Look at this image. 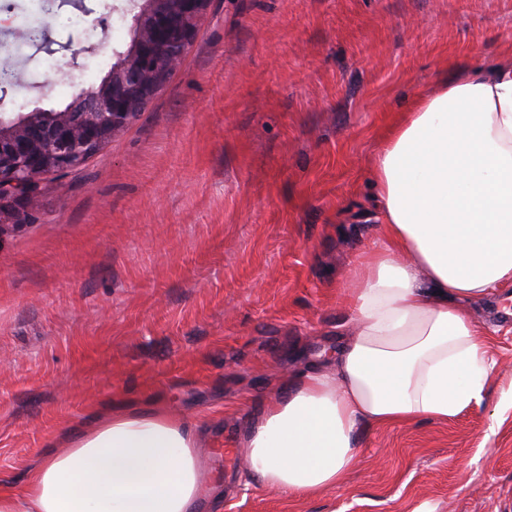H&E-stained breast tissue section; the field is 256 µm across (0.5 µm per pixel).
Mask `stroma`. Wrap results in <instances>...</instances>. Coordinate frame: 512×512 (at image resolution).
Masks as SVG:
<instances>
[{"instance_id": "35a3bbf8", "label": "stroma", "mask_w": 512, "mask_h": 512, "mask_svg": "<svg viewBox=\"0 0 512 512\" xmlns=\"http://www.w3.org/2000/svg\"><path fill=\"white\" fill-rule=\"evenodd\" d=\"M113 18L138 0H85ZM72 6L48 35L65 64L91 39ZM512 53V0H210L180 67L36 221L0 237V483L46 439L117 400L201 422L200 512H512V315L474 305L494 384L445 421L361 426L339 487L295 498L249 482L239 448L288 378L324 365L380 236L372 164L417 93ZM14 96L62 108L78 86L19 60Z\"/></svg>"}]
</instances>
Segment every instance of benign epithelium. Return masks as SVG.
<instances>
[{
	"mask_svg": "<svg viewBox=\"0 0 512 512\" xmlns=\"http://www.w3.org/2000/svg\"><path fill=\"white\" fill-rule=\"evenodd\" d=\"M209 0H180V17L138 27L134 51L119 76L99 91H79L77 112L49 127L31 130L23 120L0 118V235L29 222L42 195L35 183L80 168L111 136L153 100L158 84L183 61Z\"/></svg>",
	"mask_w": 512,
	"mask_h": 512,
	"instance_id": "1",
	"label": "benign epithelium"
}]
</instances>
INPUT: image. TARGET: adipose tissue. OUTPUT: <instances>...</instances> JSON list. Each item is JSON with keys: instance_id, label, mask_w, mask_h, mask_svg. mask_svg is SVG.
Here are the masks:
<instances>
[{"instance_id": "adipose-tissue-1", "label": "adipose tissue", "mask_w": 512, "mask_h": 512, "mask_svg": "<svg viewBox=\"0 0 512 512\" xmlns=\"http://www.w3.org/2000/svg\"><path fill=\"white\" fill-rule=\"evenodd\" d=\"M379 240L349 291L331 367L289 380L242 441L249 479L298 498L341 485L360 425L445 420L481 403L494 371L470 306L512 288V56L419 94L372 169ZM46 441L0 512H196L191 425L125 402Z\"/></svg>"}]
</instances>
